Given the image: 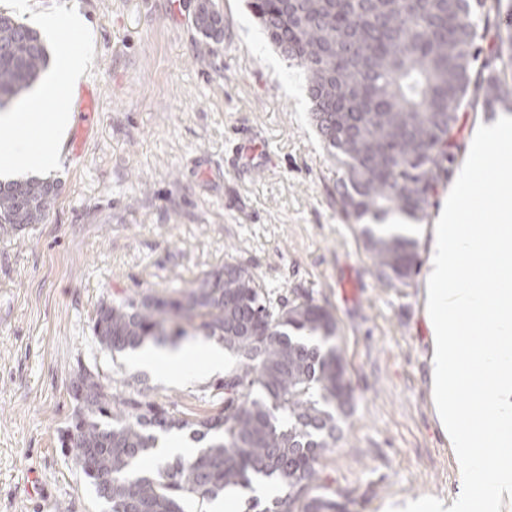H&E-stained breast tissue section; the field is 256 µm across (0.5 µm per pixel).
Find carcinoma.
Listing matches in <instances>:
<instances>
[{
    "mask_svg": "<svg viewBox=\"0 0 512 512\" xmlns=\"http://www.w3.org/2000/svg\"><path fill=\"white\" fill-rule=\"evenodd\" d=\"M263 34L304 74L311 120L341 166L336 207L347 223L391 213L420 221L461 149L463 112H494L512 99V9L502 0H248ZM195 22L224 38L213 0ZM36 29L0 12V96L15 102L48 68ZM59 183L0 180V236L43 224ZM362 244L382 284L409 285L417 241L397 224H364ZM213 268L176 294L141 292L97 308L92 333L112 354L201 333L237 359L217 385L221 403L187 417L147 400L146 389L109 392L82 367L60 438L81 460L96 497L112 512H188L229 489L275 485L247 512H345L322 487L319 460L341 439L339 416L353 390L331 312L310 297L269 290L249 267ZM187 430L199 447L166 458L159 434Z\"/></svg>",
    "mask_w": 512,
    "mask_h": 512,
    "instance_id": "obj_1",
    "label": "carcinoma"
}]
</instances>
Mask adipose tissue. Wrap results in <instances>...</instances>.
Wrapping results in <instances>:
<instances>
[{
    "mask_svg": "<svg viewBox=\"0 0 512 512\" xmlns=\"http://www.w3.org/2000/svg\"><path fill=\"white\" fill-rule=\"evenodd\" d=\"M86 67L85 58L61 50L59 66L50 78V91H40L35 95L38 109L49 111V122H40L35 112L14 109L0 113V129L7 131L9 142L7 152L0 154V174L9 177L20 173L39 174L56 164L58 155L54 142L70 125L71 114L53 107L50 92L71 86ZM194 353L202 356V375L223 372L226 363L224 350L212 343L187 342L176 347L148 345L138 351L136 360L146 369L161 367L173 376L183 358Z\"/></svg>",
    "mask_w": 512,
    "mask_h": 512,
    "instance_id": "1",
    "label": "adipose tissue"
}]
</instances>
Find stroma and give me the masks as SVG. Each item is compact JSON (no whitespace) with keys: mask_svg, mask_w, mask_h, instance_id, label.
Listing matches in <instances>:
<instances>
[{"mask_svg":"<svg viewBox=\"0 0 512 512\" xmlns=\"http://www.w3.org/2000/svg\"><path fill=\"white\" fill-rule=\"evenodd\" d=\"M224 38L203 37L195 0H0L37 25L78 12L90 55L59 92L79 162L60 157L61 192L47 221L0 237V512H102L58 433L73 413L79 368L143 383L149 400L209 413L218 377L140 370L97 345L99 304L153 289L182 290L227 262L251 266L284 297L331 311L354 389L343 438L321 459L347 512H383L457 488L455 452L430 397L423 276L392 288L369 271L356 225L336 208L340 172L310 120L300 69L268 43L245 0H214ZM93 90L84 125L78 103ZM261 143L249 163L241 139Z\"/></svg>","mask_w":512,"mask_h":512,"instance_id":"1","label":"stroma"}]
</instances>
